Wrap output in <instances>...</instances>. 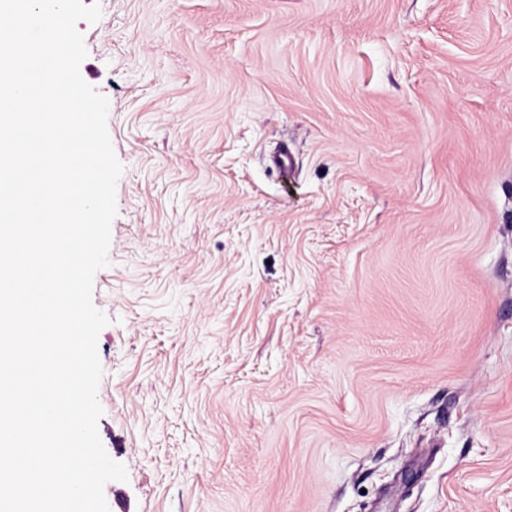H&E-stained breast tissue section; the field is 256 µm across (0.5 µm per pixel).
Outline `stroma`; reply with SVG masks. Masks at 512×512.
I'll return each mask as SVG.
<instances>
[{
    "label": "stroma",
    "instance_id": "1",
    "mask_svg": "<svg viewBox=\"0 0 512 512\" xmlns=\"http://www.w3.org/2000/svg\"><path fill=\"white\" fill-rule=\"evenodd\" d=\"M83 3L109 512H512V0Z\"/></svg>",
    "mask_w": 512,
    "mask_h": 512
}]
</instances>
